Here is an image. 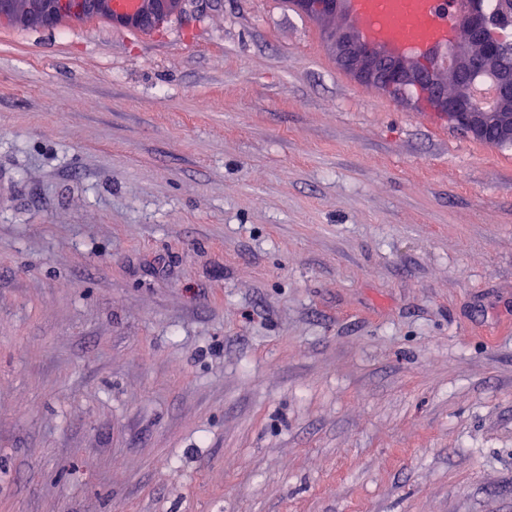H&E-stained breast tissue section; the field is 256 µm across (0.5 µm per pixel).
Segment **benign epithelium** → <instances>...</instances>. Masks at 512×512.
I'll use <instances>...</instances> for the list:
<instances>
[{
  "instance_id": "obj_1",
  "label": "benign epithelium",
  "mask_w": 512,
  "mask_h": 512,
  "mask_svg": "<svg viewBox=\"0 0 512 512\" xmlns=\"http://www.w3.org/2000/svg\"><path fill=\"white\" fill-rule=\"evenodd\" d=\"M182 0H0V21L22 19L44 27L62 19L101 17L146 31L176 13ZM319 21L351 14L352 0H299ZM480 0H455L453 32L447 42L419 56L369 37L356 23L328 31L337 63L358 81L401 94L413 89L429 111L473 138L494 146L512 143V63L488 35Z\"/></svg>"
}]
</instances>
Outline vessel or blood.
Listing matches in <instances>:
<instances>
[{"instance_id":"obj_1","label":"vessel or blood","mask_w":512,"mask_h":512,"mask_svg":"<svg viewBox=\"0 0 512 512\" xmlns=\"http://www.w3.org/2000/svg\"><path fill=\"white\" fill-rule=\"evenodd\" d=\"M353 9L370 36L415 51L427 33L447 41L453 17L452 0H354Z\"/></svg>"}]
</instances>
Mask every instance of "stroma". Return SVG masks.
Instances as JSON below:
<instances>
[{"instance_id":"stroma-1","label":"stroma","mask_w":512,"mask_h":512,"mask_svg":"<svg viewBox=\"0 0 512 512\" xmlns=\"http://www.w3.org/2000/svg\"><path fill=\"white\" fill-rule=\"evenodd\" d=\"M185 3L0 24V512H512V147Z\"/></svg>"}]
</instances>
